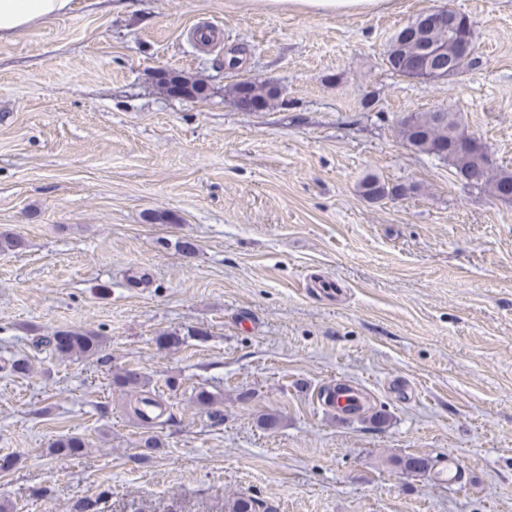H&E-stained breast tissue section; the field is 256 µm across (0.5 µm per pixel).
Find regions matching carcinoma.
I'll return each instance as SVG.
<instances>
[{
  "mask_svg": "<svg viewBox=\"0 0 512 512\" xmlns=\"http://www.w3.org/2000/svg\"><path fill=\"white\" fill-rule=\"evenodd\" d=\"M407 28L397 31L389 45L386 54L388 67L398 76H412L406 68V57L423 49V43L406 34ZM442 50L443 59L439 66L448 68L441 77L457 73L466 60L455 57V41L448 38V32L437 31L429 35ZM167 91L176 89L188 97L200 98L205 95V88L199 82H189L177 73L168 74L165 80ZM230 93L240 102L247 100L253 110L262 111L276 104L282 97L283 91L257 79L238 82L232 86ZM397 131L407 146L414 151L443 159L453 166L455 172H473L477 175L472 184L474 188L487 190L499 200H512V169L500 167L489 162L488 146L466 145L457 146L450 142L452 133L465 131L461 114L445 109L441 112L425 111L412 112L402 115L397 120ZM362 196L375 200L383 197L389 187L375 176L365 177L359 184ZM25 249V240L17 235L1 234V252H19ZM104 344L102 337L91 331L79 329L58 330L51 336L40 338V345L47 348L59 358L95 357L99 355ZM114 388L126 395L134 396L131 410L135 416H140L139 403L142 400L140 392L149 386L148 379L138 370L131 368L120 369L112 374ZM88 447L85 439L78 435L64 436L51 445L55 455L77 456ZM399 465L406 471L415 474H425L431 467V460L423 456L404 457ZM224 512H273L272 507L251 496L240 495L224 503Z\"/></svg>",
  "mask_w": 512,
  "mask_h": 512,
  "instance_id": "obj_1",
  "label": "carcinoma"
}]
</instances>
